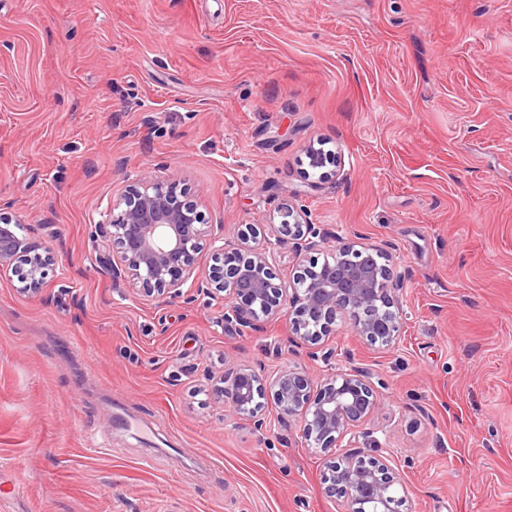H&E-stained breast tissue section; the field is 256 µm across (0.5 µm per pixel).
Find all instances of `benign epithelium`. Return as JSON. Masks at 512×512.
<instances>
[{
	"label": "benign epithelium",
	"mask_w": 512,
	"mask_h": 512,
	"mask_svg": "<svg viewBox=\"0 0 512 512\" xmlns=\"http://www.w3.org/2000/svg\"><path fill=\"white\" fill-rule=\"evenodd\" d=\"M307 155L320 179L336 174L335 152L312 144ZM21 225L11 205L0 203V275L13 274L19 292L37 296L45 290L54 258L48 246L22 233ZM209 228L186 183L146 172L127 181L112 198L107 218L90 225V235L101 241L97 262L116 285L186 303L201 294L220 299L222 324L230 332L288 321L295 340L331 370L315 376L288 368L266 375L241 365L229 385L224 377L217 379L219 399L234 416L275 438V428L296 423L305 440L323 454L325 490L342 499L344 512H404L406 497L396 495L395 469L359 446L367 435L363 425L378 407L371 377L352 363L332 366L337 354L324 345L339 319L371 345L398 342L404 328V278L391 256L311 223L305 208L292 201L270 215L271 240L258 241V224L237 225L232 245L222 235L208 236ZM331 241L327 265L301 262L292 283L280 281L278 250L300 257ZM205 250L211 264L201 275L199 257ZM270 399L279 410L274 421L264 414Z\"/></svg>",
	"instance_id": "benign-epithelium-1"
}]
</instances>
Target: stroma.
<instances>
[{"mask_svg": "<svg viewBox=\"0 0 512 512\" xmlns=\"http://www.w3.org/2000/svg\"><path fill=\"white\" fill-rule=\"evenodd\" d=\"M157 170L230 244L295 198L388 245L399 343L327 342L378 390L370 453L405 512H512V0H0V201L55 258L41 295L0 277V512H341L298 427L267 447L210 393L320 373L288 324L230 335L96 263L90 224ZM320 148L315 147L314 144L309 145L307 148V155L309 163L313 164L312 169L323 170L319 173V179L325 180L331 178L336 174L337 156L332 150H325L322 146Z\"/></svg>", "mask_w": 512, "mask_h": 512, "instance_id": "35a3bbf8", "label": "stroma"}]
</instances>
